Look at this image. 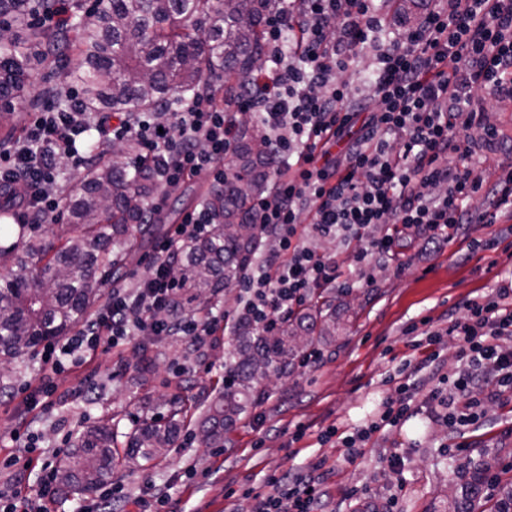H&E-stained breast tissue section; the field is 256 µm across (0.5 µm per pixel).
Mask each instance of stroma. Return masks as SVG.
Returning <instances> with one entry per match:
<instances>
[{"label": "stroma", "instance_id": "stroma-1", "mask_svg": "<svg viewBox=\"0 0 512 512\" xmlns=\"http://www.w3.org/2000/svg\"><path fill=\"white\" fill-rule=\"evenodd\" d=\"M482 108L499 142L474 158L484 188L470 204L480 211L486 188L512 165V102L486 100ZM401 251V265L371 269L373 287L327 293L340 324L336 340L315 344L317 364L260 380L261 399L226 428L223 447L201 442L200 408L160 464L135 471L113 467L110 481L123 483L128 493L126 512H136V498L164 486L170 489V512H251L246 491L259 488L265 473L299 469L321 457L328 469L322 512H357L361 499L371 496L395 500L394 512H442L455 465L464 459L497 456V476L511 478L512 402L490 406L481 426L461 434L424 414L412 415L401 427L373 434L364 457L353 463L336 442L319 439L331 426L356 433L385 399L397 398L393 376L405 360L427 355L411 347L408 326L426 319L439 327L449 310H462L467 300L512 279V216L465 225L461 238L437 249H423L415 239L404 241ZM233 336V327H226L201 355L179 337H135L57 375L62 398L43 412H26L18 399L0 395V459L12 453L10 433L23 417L48 451L71 447L85 426L102 420L130 431L145 415L143 398L149 393L201 404L234 360ZM144 344L156 355L147 375L137 366ZM83 384L93 387L92 397L74 398L73 390ZM300 428L303 440L292 442Z\"/></svg>", "mask_w": 512, "mask_h": 512}]
</instances>
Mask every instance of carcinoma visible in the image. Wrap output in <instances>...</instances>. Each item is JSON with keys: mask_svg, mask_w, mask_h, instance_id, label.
Returning a JSON list of instances; mask_svg holds the SVG:
<instances>
[{"mask_svg": "<svg viewBox=\"0 0 512 512\" xmlns=\"http://www.w3.org/2000/svg\"><path fill=\"white\" fill-rule=\"evenodd\" d=\"M28 10L47 12L51 0H0V16ZM281 0H97V6L68 19L56 35H38L41 58L61 49L75 56L67 72L80 87L91 112L124 117L133 112L161 110L173 89L194 91L210 78L224 80V101L243 81L239 72L256 71L264 54L266 15ZM33 43L0 38V127L13 133L15 105L35 91ZM271 156L262 133L247 116L240 118L239 140L224 186L210 190L204 204L219 216L210 234L187 246L175 272L187 288L179 305L207 307L221 290L238 285L251 267L260 240L250 224L252 201L271 176ZM151 170L121 149L96 163L70 193L67 213L71 229L60 245L13 225L0 205L3 230L16 240L0 246V261L12 259L23 269L41 264L36 277H0V365L21 360L43 342L65 336L102 298V287L122 275L123 256L161 230L162 219L142 222L152 186ZM336 338V313H304L283 322L272 336H258L248 326H235L236 362L223 386L211 392L209 415L202 421L201 441L216 448L224 443V425L235 422L255 403L253 380L282 373L312 344L310 333ZM166 409L165 416L145 415L126 434L125 451L117 449V433L102 421L83 429L59 462L64 487L92 492L120 464L135 469L166 455L179 437L190 406L173 396L149 401ZM490 458L462 465L460 495L444 512H473L488 475ZM495 512H512V479L498 487Z\"/></svg>", "mask_w": 512, "mask_h": 512, "instance_id": "cac0c4a2", "label": "carcinoma"}]
</instances>
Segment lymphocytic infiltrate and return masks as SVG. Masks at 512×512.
<instances>
[{
    "label": "lymphocytic infiltrate",
    "instance_id": "lymphocytic-infiltrate-1",
    "mask_svg": "<svg viewBox=\"0 0 512 512\" xmlns=\"http://www.w3.org/2000/svg\"><path fill=\"white\" fill-rule=\"evenodd\" d=\"M415 30L380 48L368 83L374 106L337 80L381 27L374 0H288L265 26L267 67L255 84L238 90L232 104L216 93L176 98L165 111L137 112L97 124L107 142L135 147L150 166L153 188L146 206L155 213L184 182L203 175L219 183L235 151L241 114L253 115L277 159L274 190L253 203L262 239L272 241L264 259L239 282L235 319L272 335L315 296L353 280L372 286L369 267L399 259L400 240L424 244L457 237L488 211L512 213V170L488 194V211L469 201L482 185L471 160L479 145H493L496 129L481 141L468 132L481 123L473 94L512 99V0H428ZM68 102L52 100L28 112L22 137L0 144V185L21 223L57 222L65 190L63 163L90 168L92 156L75 143L89 121L77 87L63 84ZM214 219L208 208L187 213L154 248L128 288L112 289L107 302L64 342L45 346L38 386L29 408L54 402V378L91 362L98 350L138 335L180 336L194 345L213 342L224 313L197 316L177 309L181 290L174 271L183 248L206 237ZM325 239L357 243L355 266L344 270ZM461 344V365L451 375L432 364L426 411L431 420L459 431L480 424L489 405L512 400V281L470 300L465 316L449 314L446 327L427 332L433 346ZM417 385L403 383L368 427H398L412 415ZM14 454L0 460V512H20L26 470H37L41 496L58 494L56 466L34 454L33 436L13 430ZM323 461L300 470L265 475L253 493V512H318L324 495Z\"/></svg>",
    "mask_w": 512,
    "mask_h": 512
}]
</instances>
